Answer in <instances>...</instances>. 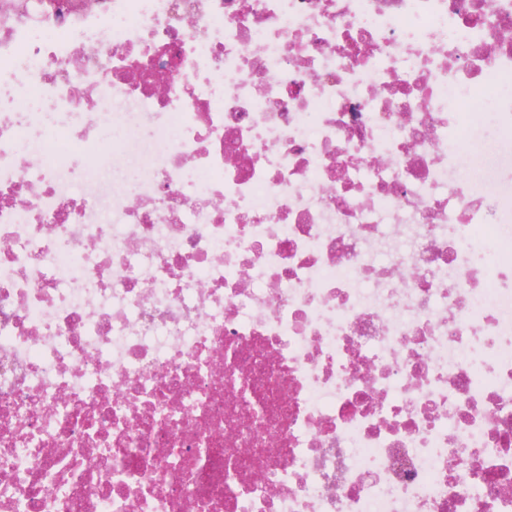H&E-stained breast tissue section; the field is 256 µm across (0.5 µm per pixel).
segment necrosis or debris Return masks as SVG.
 <instances>
[{"label": "necrosis or debris", "mask_w": 512, "mask_h": 512, "mask_svg": "<svg viewBox=\"0 0 512 512\" xmlns=\"http://www.w3.org/2000/svg\"><path fill=\"white\" fill-rule=\"evenodd\" d=\"M72 3L0 25V512H512V0Z\"/></svg>", "instance_id": "1"}]
</instances>
